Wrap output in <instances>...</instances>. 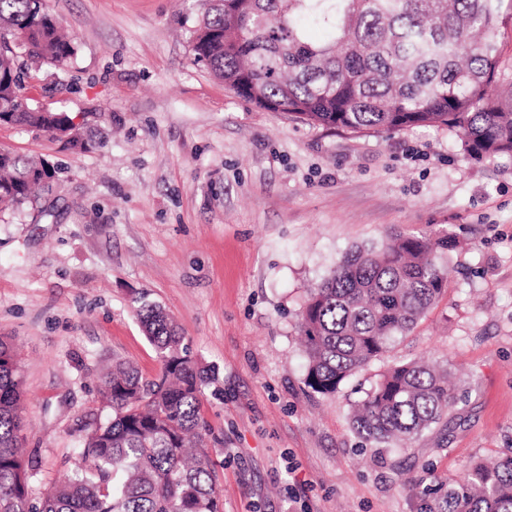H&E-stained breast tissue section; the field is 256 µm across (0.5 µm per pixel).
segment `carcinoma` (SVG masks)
<instances>
[{"instance_id":"obj_1","label":"carcinoma","mask_w":512,"mask_h":512,"mask_svg":"<svg viewBox=\"0 0 512 512\" xmlns=\"http://www.w3.org/2000/svg\"><path fill=\"white\" fill-rule=\"evenodd\" d=\"M201 9L190 30L194 61L258 106L272 101L305 123L360 133L443 126L475 160L512 154V74L498 48L512 0H244L233 11L205 0ZM308 24L325 40L309 41ZM75 54L38 0H0V125L67 129L78 145L67 114L24 92L30 68L61 73ZM52 178L44 163L0 149L1 205L23 207ZM456 246L451 233H391L378 247L346 253L301 313L307 386L336 392L410 332L443 295L441 258ZM133 303L160 373L147 380L128 362L112 364L100 388L106 414L78 429L83 466L36 504L20 443V365L0 336V512H224L208 451L197 447L215 372L198 366L163 308L143 294ZM449 375L418 360L394 365L355 404L354 430L408 446L444 423L455 403ZM425 509L512 512V455L475 460Z\"/></svg>"}]
</instances>
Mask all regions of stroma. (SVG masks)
I'll return each mask as SVG.
<instances>
[{"label":"stroma","mask_w":512,"mask_h":512,"mask_svg":"<svg viewBox=\"0 0 512 512\" xmlns=\"http://www.w3.org/2000/svg\"><path fill=\"white\" fill-rule=\"evenodd\" d=\"M47 6L76 55L25 92L86 144L0 126V148L55 170L0 213V336L21 361L33 492L78 466L75 427L113 361L158 374L141 292L218 373L204 418L224 512H424L420 488L443 494L474 460L512 454L511 155L473 160L444 127L363 134L264 111L194 62L196 0ZM393 231L455 235L445 292L385 356L313 392L298 330L309 290ZM411 359L452 372L447 432L364 442L354 402Z\"/></svg>","instance_id":"obj_1"}]
</instances>
